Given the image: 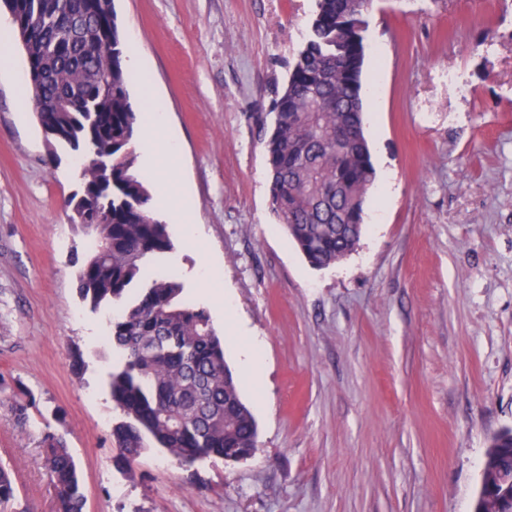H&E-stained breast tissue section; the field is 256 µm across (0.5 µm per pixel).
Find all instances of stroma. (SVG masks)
<instances>
[{
	"label": "stroma",
	"mask_w": 512,
	"mask_h": 512,
	"mask_svg": "<svg viewBox=\"0 0 512 512\" xmlns=\"http://www.w3.org/2000/svg\"><path fill=\"white\" fill-rule=\"evenodd\" d=\"M137 112L177 137L155 177L186 186L158 272L207 308L244 374L257 450L231 464L112 463L109 321L77 289L91 244L65 203L82 180L33 110L26 57L0 74V512H56L41 435L65 436L85 512H472L491 437L512 427V0H373L365 135L376 170L356 250L311 267L269 206L259 119L316 0H114ZM456 81H449V73ZM392 182L395 193L383 197ZM231 300L209 303L203 286ZM259 343L262 374L237 344ZM36 404L25 425L11 395Z\"/></svg>",
	"instance_id": "obj_1"
}]
</instances>
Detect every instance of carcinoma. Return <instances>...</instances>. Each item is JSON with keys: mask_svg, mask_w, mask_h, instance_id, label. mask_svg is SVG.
Instances as JSON below:
<instances>
[{"mask_svg": "<svg viewBox=\"0 0 512 512\" xmlns=\"http://www.w3.org/2000/svg\"><path fill=\"white\" fill-rule=\"evenodd\" d=\"M12 15L27 59L24 94L50 137L81 158L82 193L68 201L71 221H103L79 260L78 289L98 309L124 302L110 321L115 364L113 464L121 471L152 443L180 464L236 462L257 448L255 417L241 380L224 357L209 312L188 303L181 282L146 278L172 244L155 217L147 177L135 165L138 124L130 101L114 0H0ZM371 0H316L308 39L276 91L264 140L270 208L308 263L325 268L351 254L364 228L375 170L364 130V32ZM35 404L15 396L24 424ZM57 512H84L77 464L65 440L41 438ZM512 428L494 434L482 463L488 490L473 512H512ZM16 497L12 469L0 466V505Z\"/></svg>", "mask_w": 512, "mask_h": 512, "instance_id": "carcinoma-1", "label": "carcinoma"}]
</instances>
